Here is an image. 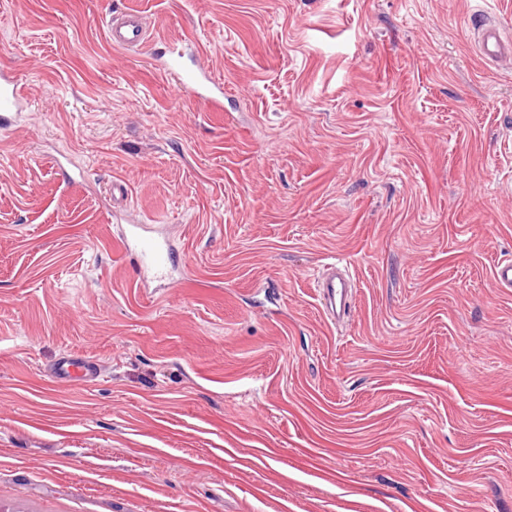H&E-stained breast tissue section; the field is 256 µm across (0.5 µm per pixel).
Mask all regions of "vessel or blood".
Masks as SVG:
<instances>
[{
  "mask_svg": "<svg viewBox=\"0 0 512 512\" xmlns=\"http://www.w3.org/2000/svg\"><path fill=\"white\" fill-rule=\"evenodd\" d=\"M107 34L113 48L134 50L147 44L149 27L138 10H127L110 15L106 22ZM477 39V52L487 64L499 69L512 70V37L508 36L488 14L477 15L473 24ZM166 72L177 79L188 92L218 101L222 94L219 87L209 86L204 72H186L180 65V48L170 45ZM28 101L22 93L18 74L10 68L0 69V131L9 132L27 108ZM165 225L145 224L128 219L118 237L123 253L135 257L141 279L162 278L174 263V249ZM320 310L328 322L350 316L353 311V282L346 271L336 264H326L315 282ZM99 360L84 355L61 357L51 372L55 379L69 382H91L102 373Z\"/></svg>",
  "mask_w": 512,
  "mask_h": 512,
  "instance_id": "b4317fda",
  "label": "vessel or blood"
}]
</instances>
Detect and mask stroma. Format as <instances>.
Wrapping results in <instances>:
<instances>
[{"mask_svg":"<svg viewBox=\"0 0 512 512\" xmlns=\"http://www.w3.org/2000/svg\"><path fill=\"white\" fill-rule=\"evenodd\" d=\"M481 7L512 32V0H0L31 103L0 134V507L512 512V71ZM130 8L151 42L118 50ZM115 181L179 225L169 279L114 245ZM69 354L103 375L49 377ZM108 39L115 49L135 50L147 44L150 30L140 10L110 15L106 21ZM477 52L487 64L512 70V38L486 12H481L473 24ZM169 56L167 62L166 74L177 79L179 85L189 93H196L201 97L211 100L217 107L220 106L219 97L223 94L219 87L209 86L207 77L203 71L185 72L180 65V48L178 44H172L166 52ZM316 296L324 318L335 323L349 317L353 311L352 288H355L346 271L336 263L325 265L324 271L315 281Z\"/></svg>","mask_w":512,"mask_h":512,"instance_id":"obj_1","label":"stroma"}]
</instances>
